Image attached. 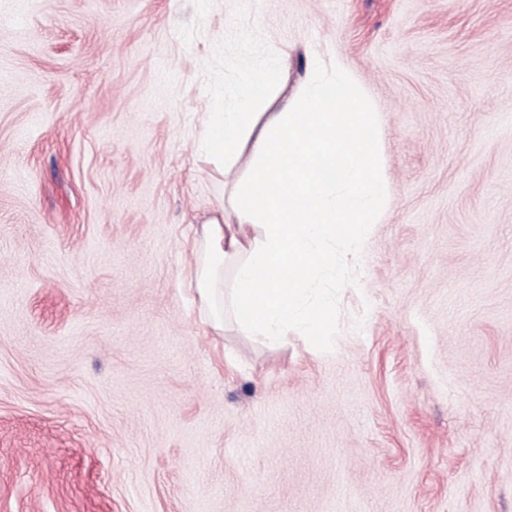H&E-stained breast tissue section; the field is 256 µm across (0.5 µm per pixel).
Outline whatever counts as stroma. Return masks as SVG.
<instances>
[{"label":"stroma","instance_id":"35a3bbf8","mask_svg":"<svg viewBox=\"0 0 512 512\" xmlns=\"http://www.w3.org/2000/svg\"><path fill=\"white\" fill-rule=\"evenodd\" d=\"M307 46L387 177L327 352L187 289L205 114ZM0 512H512V0H0Z\"/></svg>","mask_w":512,"mask_h":512}]
</instances>
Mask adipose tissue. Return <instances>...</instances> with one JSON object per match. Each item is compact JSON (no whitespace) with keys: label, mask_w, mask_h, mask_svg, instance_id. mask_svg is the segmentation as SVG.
I'll return each instance as SVG.
<instances>
[{"label":"adipose tissue","mask_w":512,"mask_h":512,"mask_svg":"<svg viewBox=\"0 0 512 512\" xmlns=\"http://www.w3.org/2000/svg\"><path fill=\"white\" fill-rule=\"evenodd\" d=\"M306 73L294 93H273L287 77L272 61L209 113L205 152L237 178L196 242L192 280L210 327L229 316L241 335L280 345L295 334L322 349L341 268L382 207V131L342 63L310 51Z\"/></svg>","instance_id":"adipose-tissue-1"}]
</instances>
